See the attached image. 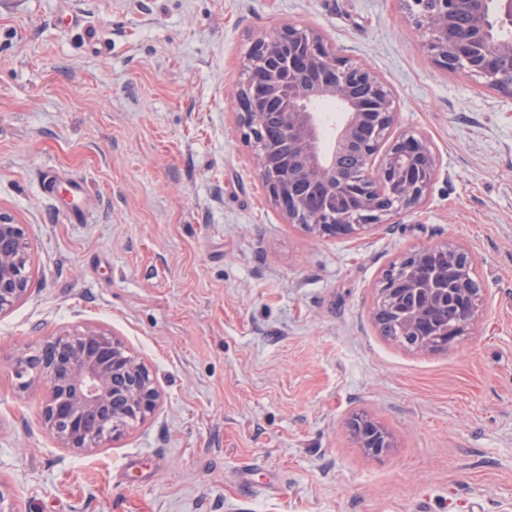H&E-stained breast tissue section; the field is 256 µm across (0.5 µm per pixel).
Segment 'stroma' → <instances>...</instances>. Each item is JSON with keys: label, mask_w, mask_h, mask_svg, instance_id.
<instances>
[{"label": "stroma", "mask_w": 512, "mask_h": 512, "mask_svg": "<svg viewBox=\"0 0 512 512\" xmlns=\"http://www.w3.org/2000/svg\"><path fill=\"white\" fill-rule=\"evenodd\" d=\"M285 24L390 84L394 132L439 156L421 206L330 238L269 200L232 93ZM53 169L83 182L82 223L45 194ZM0 214L32 227L31 289L0 314L16 512H512V98L436 67L402 0H0ZM444 243L476 257L472 325L435 352L386 340L384 273ZM89 324L161 403L72 451L3 362ZM356 413L387 453L359 448Z\"/></svg>", "instance_id": "1"}]
</instances>
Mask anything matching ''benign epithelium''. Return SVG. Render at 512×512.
Segmentation results:
<instances>
[{
    "label": "benign epithelium",
    "mask_w": 512,
    "mask_h": 512,
    "mask_svg": "<svg viewBox=\"0 0 512 512\" xmlns=\"http://www.w3.org/2000/svg\"><path fill=\"white\" fill-rule=\"evenodd\" d=\"M485 4L437 0L429 10L418 0H404L409 17L428 35L427 50L437 67L474 76L512 96V80H502L504 67L512 68V41L493 34ZM462 16L468 20L464 37L457 32ZM300 69L309 73L322 96L341 103L344 119L332 146L325 147L316 112L300 93L281 114L285 147H267L266 113L258 103L281 99L290 76ZM235 102L242 135L255 150L258 176L290 224L321 236H353L420 206L428 194L439 164L428 139L410 131L391 136L396 111L388 84L366 66L337 55L318 31L284 25L255 38ZM29 239L28 225L0 216V313L31 286ZM473 265L472 253L460 246L418 249L386 271L377 307L395 308L410 293L422 296L421 304L400 314L405 326L420 334L431 309L453 296L461 317L426 345L446 349L474 319L472 289L479 283ZM44 346L53 348L54 359L39 377L29 376L30 356L10 360L8 366L22 388L38 384L45 389L41 417L61 447H100L121 436L120 423H142L158 408L154 374L104 329L87 325L64 331ZM359 446L378 455L392 444L374 422L360 436Z\"/></svg>",
    "instance_id": "obj_1"
}]
</instances>
